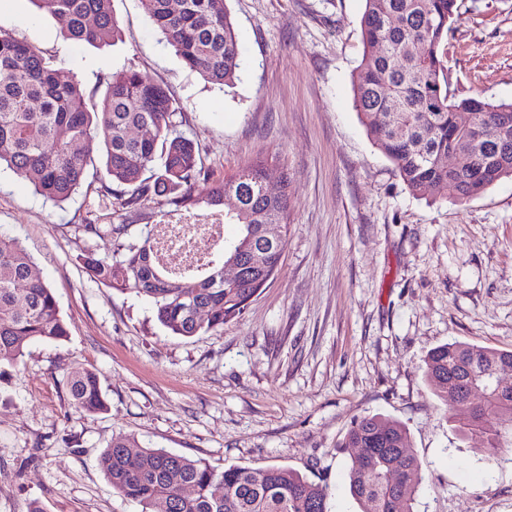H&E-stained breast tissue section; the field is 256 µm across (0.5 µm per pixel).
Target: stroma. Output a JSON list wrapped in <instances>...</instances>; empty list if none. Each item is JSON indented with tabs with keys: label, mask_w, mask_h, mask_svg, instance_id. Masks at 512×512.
<instances>
[{
	"label": "stroma",
	"mask_w": 512,
	"mask_h": 512,
	"mask_svg": "<svg viewBox=\"0 0 512 512\" xmlns=\"http://www.w3.org/2000/svg\"><path fill=\"white\" fill-rule=\"evenodd\" d=\"M450 88L512 102V0H458ZM242 66L229 86L190 71L140 0H112L113 45H77L30 0H0V31L63 63L87 91L127 65L181 105L203 166L230 175L274 157L291 180L285 250L245 313L174 336L144 296L83 268L85 191L57 204L0 170V234L18 238L52 288L69 336L0 367V512H141L99 459L113 437L215 469L278 464L327 485L328 512H357L339 447L358 417L402 422L424 479L417 512H512V451L462 440L427 387L423 360L453 341L512 349V179L467 203L413 195L353 106L364 0H225ZM98 373L108 409L71 407L66 381Z\"/></svg>",
	"instance_id": "1"
}]
</instances>
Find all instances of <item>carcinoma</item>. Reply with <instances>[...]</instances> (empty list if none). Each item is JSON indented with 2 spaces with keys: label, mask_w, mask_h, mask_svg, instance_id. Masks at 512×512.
<instances>
[{
  "label": "carcinoma",
  "mask_w": 512,
  "mask_h": 512,
  "mask_svg": "<svg viewBox=\"0 0 512 512\" xmlns=\"http://www.w3.org/2000/svg\"><path fill=\"white\" fill-rule=\"evenodd\" d=\"M65 19L66 38L101 45L121 38L112 0H31ZM143 9L185 65L206 82L224 86L241 67L238 38L224 0H141ZM460 17L458 0H365L363 56L353 75V105L376 148L393 164L408 190L428 200L466 202L504 177H512V102L450 92L440 50ZM182 107L159 84L129 66L105 81L100 100L88 95L69 70L55 66L27 41L0 32V166L28 180L56 202L80 187L102 202L145 209L144 232L128 238L126 224H81L88 236L113 238L101 257L79 256L104 285L152 299L156 320L173 336L192 337L224 328L241 316L274 275L276 252L262 254L267 229L281 242L288 232V175L281 194L268 196V159L258 158L230 176L215 177L193 142L178 132ZM145 129L141 136L133 131ZM82 143L80 152L74 145ZM452 153L449 169L439 158ZM95 179L86 182L89 171ZM206 185L202 195L194 184ZM166 197L171 209L153 206ZM224 212L236 236L214 244L200 263L165 261L158 227L192 226L200 210ZM236 260L247 277L224 281V264ZM68 329L52 288L19 242L0 235V366H13L34 341H63ZM512 368V350L463 342L431 349L423 374L464 437H480L490 457L512 449V382L499 384L494 370ZM77 411L106 410L99 375L73 372L67 381ZM357 452L348 473L359 512H414L422 467L409 434L397 420L372 414L355 420L339 442ZM101 467L113 489L141 512H327L326 486L278 465L237 464L218 471L135 439H112ZM190 484V497L181 486Z\"/></svg>",
  "instance_id": "1"
}]
</instances>
